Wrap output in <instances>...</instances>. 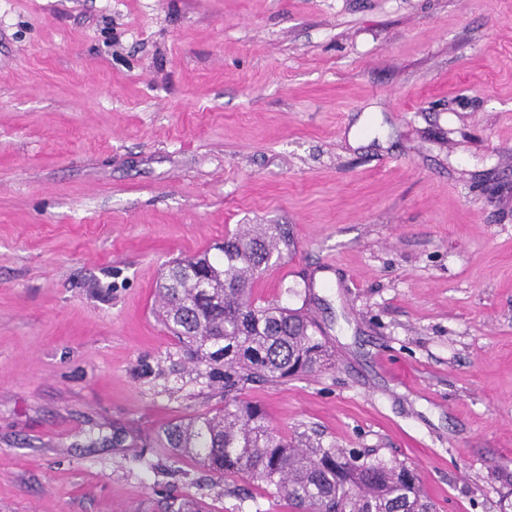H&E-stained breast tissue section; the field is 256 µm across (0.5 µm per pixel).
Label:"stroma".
I'll return each mask as SVG.
<instances>
[{
    "label": "stroma",
    "instance_id": "35a3bbf8",
    "mask_svg": "<svg viewBox=\"0 0 512 512\" xmlns=\"http://www.w3.org/2000/svg\"><path fill=\"white\" fill-rule=\"evenodd\" d=\"M252 224L294 240L254 302L332 361L239 398L435 512L512 502V0H0V512H156L167 451L113 433L224 404L157 287Z\"/></svg>",
    "mask_w": 512,
    "mask_h": 512
}]
</instances>
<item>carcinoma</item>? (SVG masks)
<instances>
[{
  "label": "carcinoma",
  "mask_w": 512,
  "mask_h": 512,
  "mask_svg": "<svg viewBox=\"0 0 512 512\" xmlns=\"http://www.w3.org/2000/svg\"><path fill=\"white\" fill-rule=\"evenodd\" d=\"M290 245L288 225L252 224L225 237L213 257L206 252L171 262L159 284L158 316L188 359L204 367L200 375L224 380L226 396L254 378L282 382L330 359L300 310L251 299L260 267L282 258ZM153 443L171 450L172 474L184 458L221 477L241 474L273 488L293 512H433L410 466L320 441L299 448L270 428L256 404L237 397L166 424ZM160 512L208 510L171 489Z\"/></svg>",
  "instance_id": "carcinoma-1"
}]
</instances>
